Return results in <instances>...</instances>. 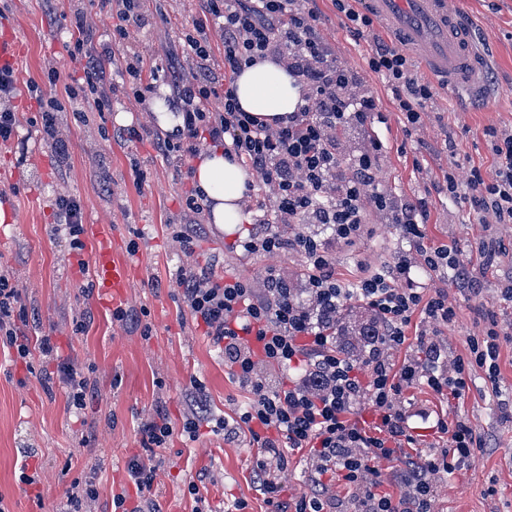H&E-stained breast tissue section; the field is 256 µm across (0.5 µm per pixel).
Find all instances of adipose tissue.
Returning a JSON list of instances; mask_svg holds the SVG:
<instances>
[{
	"mask_svg": "<svg viewBox=\"0 0 512 512\" xmlns=\"http://www.w3.org/2000/svg\"><path fill=\"white\" fill-rule=\"evenodd\" d=\"M234 84L240 108L272 128L287 124L302 99L301 87L286 63L270 56L246 66ZM193 178L209 205V223L224 229L246 223L245 190L255 178L252 170L214 148L201 153Z\"/></svg>",
	"mask_w": 512,
	"mask_h": 512,
	"instance_id": "adipose-tissue-1",
	"label": "adipose tissue"
}]
</instances>
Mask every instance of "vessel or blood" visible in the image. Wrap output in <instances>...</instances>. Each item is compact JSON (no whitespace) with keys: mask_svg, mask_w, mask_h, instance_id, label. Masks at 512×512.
Returning a JSON list of instances; mask_svg holds the SVG:
<instances>
[{"mask_svg":"<svg viewBox=\"0 0 512 512\" xmlns=\"http://www.w3.org/2000/svg\"><path fill=\"white\" fill-rule=\"evenodd\" d=\"M377 25L392 34L450 94L479 95L484 61L469 43L465 26L448 0H362ZM95 282L104 297L123 293L129 263L111 246L110 225L92 227Z\"/></svg>","mask_w":512,"mask_h":512,"instance_id":"1","label":"vessel or blood"}]
</instances>
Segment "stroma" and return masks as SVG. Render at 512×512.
<instances>
[{
  "label": "stroma",
  "instance_id": "1",
  "mask_svg": "<svg viewBox=\"0 0 512 512\" xmlns=\"http://www.w3.org/2000/svg\"><path fill=\"white\" fill-rule=\"evenodd\" d=\"M450 4L464 12L475 48L488 58L484 92L463 107L436 89L415 125L369 68L372 37L351 32L334 0H314L313 6L337 59L382 115L381 121L338 130L344 155L380 140L379 189L392 206L425 202L422 242L451 248L455 266L429 270L389 210L369 211L361 236L351 242L338 239L325 224H281L277 230L288 240L302 234L322 242L346 287L410 254V272L400 286L427 297L444 289L456 312L442 335L443 366L452 369L469 358L468 337L483 336L490 321H497L496 374L469 367L467 389L458 399L419 383L403 387L399 408L412 442L400 461L383 465L379 491L403 496L412 460L446 444L436 423L461 419L475 430L478 447L474 460L439 480L436 512H512V224L483 223L463 198L448 191L449 176L464 179L468 167L492 177L491 142L512 135V0ZM83 8L102 40L112 45L108 82L118 84L128 50L139 51L145 61L142 78L156 85L153 98L175 105L166 77L182 56L184 28L201 13L200 0H144L149 22L123 42L113 41V19L100 0H84ZM71 9L70 0H0V26H11L22 45L10 101L19 126L12 140L0 145V267L12 271L23 290L21 334L31 346L47 337L58 349L55 356L36 353L25 362L0 347V507L63 512L66 492L77 480L97 490L87 512H112V496L122 491L132 510L139 496L127 463L138 457L159 467L152 494L162 512H194L199 505L187 491L192 482L206 512H231L237 500L247 502V512H271L253 470L257 446L249 434L230 438L214 426L216 419L233 417L248 393L231 376L204 326L182 305L177 278L181 269L198 267L217 279L259 283L272 270L304 300L305 260L288 247L273 255L245 250L249 237L267 230L271 191L259 181L247 197L246 224L229 233L201 223L191 250H184L173 230L185 219L181 198L192 187L190 165L156 151L157 124L122 93L99 109L59 113L69 153H55L38 122V99L54 90L47 78L50 67H57L64 83L82 75L70 57L77 36ZM132 127L142 128L141 138L130 137ZM61 193L80 201L84 224L111 225L113 250L129 259V286L117 303H102L97 296L94 242L86 241L76 254L68 239L52 236L54 203ZM118 308L127 311L126 322L113 319ZM80 320L85 329L79 333ZM68 363L82 369L88 384L85 407L77 411L70 409L58 373L59 365ZM197 380L205 386L210 418L191 441L179 430ZM158 413L174 433L165 447L151 449L140 426ZM24 471L37 473V482H20Z\"/></svg>",
  "mask_w": 512,
  "mask_h": 512
}]
</instances>
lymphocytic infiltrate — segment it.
<instances>
[{
    "mask_svg": "<svg viewBox=\"0 0 512 512\" xmlns=\"http://www.w3.org/2000/svg\"><path fill=\"white\" fill-rule=\"evenodd\" d=\"M78 34L74 50L84 56L80 84L64 85L63 97L41 102L43 127L54 136L58 153L68 151L66 140L56 136V120L63 101L82 107L105 96V77L112 62L108 45L97 44L98 30L88 23L82 6L72 10ZM314 8L302 0H202V15L184 37L182 60L174 73L184 120V138L156 141L166 157L195 156L200 142L223 147L225 155L249 165L269 186L270 213L274 223L309 221L332 226L344 240L356 237L368 208L388 209L386 197L376 185L381 143L371 140L357 156L343 160L336 144V127L373 120L377 110L372 96L358 94L353 76L342 65L317 27ZM224 36V70L211 65L210 25ZM284 60L293 77L304 87L302 101L286 125L264 126L242 111L237 103L234 76L256 58ZM370 69L385 77L400 111L417 124L433 98L432 85L415 74L404 51L396 44L377 41ZM497 169L485 181L478 169H470L466 185L469 203L479 212L493 215L496 223L512 224V135L494 141ZM349 163L351 177L337 179L342 163ZM53 232L68 236L75 250L85 247L81 236L80 202L61 194L55 200ZM292 245L306 260L308 292L316 307L307 310L275 274H267L262 286L233 277L215 280L202 273H181L180 297L192 318L224 354V363L251 398L228 430L248 431L259 453L255 471L259 489L274 512H339L335 498L314 493L285 501L279 473L288 465L287 450H309L315 479L329 476L355 486L361 493L354 512H434L437 481L465 466L474 457L475 433L465 421L439 422L437 430L448 445L421 455L404 496L379 494L381 463L397 461L405 443L411 442L397 407L403 386L423 382L437 393L461 397L466 389L464 364L454 373L444 371L439 360L441 344L428 339L427 366L395 367L381 352H370L361 364L336 352V333L329 318L340 305L365 303L381 319L387 346L397 348L406 340L405 328L414 313H422L433 331L452 324L455 310L444 291L423 297L413 288H401L398 278L408 268L399 257L393 268L343 287L336 278L334 261L322 243L304 235L284 242L273 231L251 237L247 250L276 254ZM23 308L21 291L12 273L0 269V345L15 349L19 359L32 353L17 331ZM292 369L308 366L313 377L297 384L271 382L255 370L256 358ZM365 398L380 422L373 436L350 414L358 398Z\"/></svg>",
    "mask_w": 512,
    "mask_h": 512,
    "instance_id": "obj_1",
    "label": "lymphocytic infiltrate"
}]
</instances>
